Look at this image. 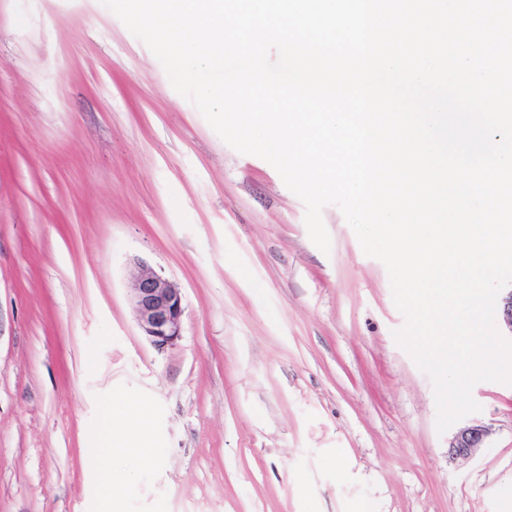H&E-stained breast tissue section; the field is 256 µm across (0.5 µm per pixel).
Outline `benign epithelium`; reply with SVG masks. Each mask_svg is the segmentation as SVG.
<instances>
[{"instance_id":"7a95c632","label":"benign epithelium","mask_w":512,"mask_h":512,"mask_svg":"<svg viewBox=\"0 0 512 512\" xmlns=\"http://www.w3.org/2000/svg\"><path fill=\"white\" fill-rule=\"evenodd\" d=\"M130 300L141 334L159 351L173 346L181 336L185 314L181 288L140 263ZM500 315L504 327L512 333V289L501 296ZM491 433L489 426L479 422L461 427L448 440L450 456L471 459Z\"/></svg>"}]
</instances>
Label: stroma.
<instances>
[{
  "mask_svg": "<svg viewBox=\"0 0 512 512\" xmlns=\"http://www.w3.org/2000/svg\"><path fill=\"white\" fill-rule=\"evenodd\" d=\"M101 0H0V512H95L110 402H149L122 512H512V385L477 383L468 461L395 340L388 272L341 210L331 251ZM182 290L158 351L137 262ZM492 429L479 422H473L458 429L448 440L450 456L456 460L471 459L479 448H483Z\"/></svg>",
  "mask_w": 512,
  "mask_h": 512,
  "instance_id": "obj_1",
  "label": "stroma"
}]
</instances>
